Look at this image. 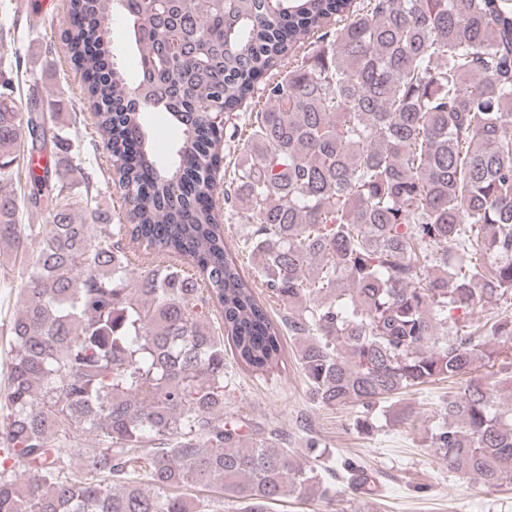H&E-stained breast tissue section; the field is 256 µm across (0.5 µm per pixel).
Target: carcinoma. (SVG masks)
<instances>
[{"label": "carcinoma", "mask_w": 512, "mask_h": 512, "mask_svg": "<svg viewBox=\"0 0 512 512\" xmlns=\"http://www.w3.org/2000/svg\"><path fill=\"white\" fill-rule=\"evenodd\" d=\"M116 18L132 88L109 46ZM66 41L123 223H99L91 174L72 194L61 129L0 111V256L35 247L6 325L0 512H271L287 496L344 512L334 468L224 418L225 352L267 374L287 335L310 403L356 408L363 434L392 398L464 380L429 447L452 474L512 482V315L477 317L512 306V0H70ZM257 93L270 107L250 112L233 171L248 224L231 248L210 115ZM144 112L181 130L165 162ZM25 208L46 223H19ZM305 452L330 456L313 436ZM342 477L351 512L381 496L351 459ZM111 44L123 60L124 77L127 86L129 88L133 87L138 76V62L135 51L128 42L125 25L120 19L112 24Z\"/></svg>", "instance_id": "cac0c4a2"}]
</instances>
